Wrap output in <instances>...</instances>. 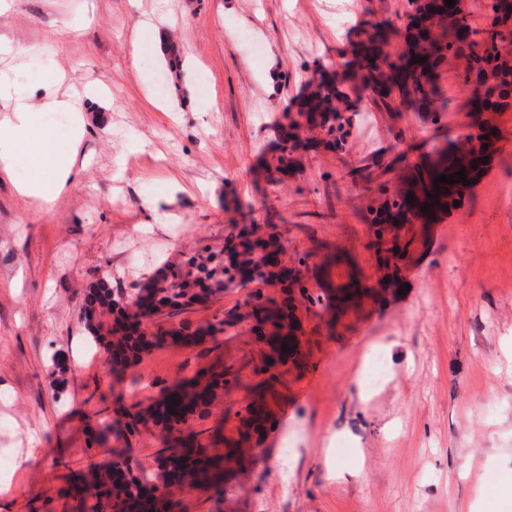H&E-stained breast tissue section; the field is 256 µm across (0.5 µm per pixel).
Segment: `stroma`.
Returning a JSON list of instances; mask_svg holds the SVG:
<instances>
[{
  "label": "stroma",
  "mask_w": 512,
  "mask_h": 512,
  "mask_svg": "<svg viewBox=\"0 0 512 512\" xmlns=\"http://www.w3.org/2000/svg\"><path fill=\"white\" fill-rule=\"evenodd\" d=\"M409 11L407 0H0V42L11 47L0 54L11 93L0 119L23 100L32 127L66 135L70 113L45 106L54 70L84 90L87 129L81 177L56 201L18 193L27 166L0 177V512H79L65 494L72 479L119 446L92 440L97 420L218 361L236 382L202 426L245 452L225 464L223 494L177 492L179 512H512V206L501 201L512 125L461 208L430 225L402 294L380 287L387 270L366 210L407 164L466 134L472 88L456 65L440 79L441 122L361 95L348 148L302 129L287 177L268 180L311 79L341 71L367 23L401 29ZM159 31L180 50L177 68L144 48ZM245 226L278 235L283 266L310 293L346 281L345 265L323 264L337 250L371 289L335 320L298 300L306 357L268 392L257 440L242 437L236 415L261 380L252 319L216 343L154 349L134 386L111 384L80 325L89 283L135 293L150 272L223 254ZM247 293L232 282L180 319L195 328L243 313ZM376 347L389 375L371 390L357 373ZM57 357L68 366L61 383Z\"/></svg>",
  "instance_id": "35a3bbf8"
}]
</instances>
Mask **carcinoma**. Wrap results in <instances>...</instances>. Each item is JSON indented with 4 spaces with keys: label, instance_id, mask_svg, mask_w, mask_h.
<instances>
[{
    "label": "carcinoma",
    "instance_id": "1",
    "mask_svg": "<svg viewBox=\"0 0 512 512\" xmlns=\"http://www.w3.org/2000/svg\"><path fill=\"white\" fill-rule=\"evenodd\" d=\"M408 3L413 11L405 31L404 53L394 57L384 50L391 30L388 23L371 24L360 32V72L351 78L350 91H345L338 79L321 75L312 81L311 92L299 105V114L306 122L326 129L330 135H338L335 144L342 148L349 135L345 129L349 119L341 118L340 113L352 109L351 96L358 97L365 91L394 112L393 93L397 92L408 107L437 122L448 109L439 73L449 61L460 62V78L473 87V112L479 118L467 125L468 133L463 139L443 146L434 156L414 165L405 187L392 194L381 211L372 213L371 223L381 225L379 237L385 233L384 224L435 223L442 207L452 206L460 196V184L436 186V177L461 169L465 170L467 180L478 177L484 157L496 140L492 132L500 131L499 125L485 115L512 110V0H487L481 28L473 26L457 4L449 8L444 0ZM416 57L425 58V62L412 63ZM297 129L296 123L293 132L279 139L277 172L288 168L290 153L297 145ZM410 193L414 197L411 203L407 199ZM424 205L430 209L421 211ZM244 234L243 230L237 234L241 238L240 250L236 251L237 262L229 266L222 260L214 261L211 254L199 255L190 259L186 269L162 274L134 296L113 292L106 280L84 289L81 325L90 343L106 355L113 382L137 384L138 377L131 369L140 357L161 347L169 338L196 335L185 322L167 330L153 331L148 327L138 334L129 331L130 323L144 318L150 324L157 315L177 316L211 300L224 291L225 282L239 275L248 276L243 285L252 289L245 305L255 314H264L263 322L269 326L267 335L281 336L286 331L295 335L298 322L291 299L285 297L278 304L265 293V288L276 285L275 276L266 268L259 251L266 242L252 245L243 240ZM241 320L242 315L229 314L209 324L204 332L214 339ZM227 383L224 371L214 366L207 378L178 380L164 388L158 401L145 408L127 409L120 418L103 422L98 432L123 441L124 448L114 454L107 467L90 469L80 478L81 485L75 490L85 494L84 512H178L175 493L168 490V485H159L161 477L171 472L179 474L182 485L190 488L204 482L221 488L222 463L241 453V449L229 448L222 456L211 454L210 448L202 443L204 431L196 429L194 420L209 415L217 391ZM171 395L184 405L183 412L174 419L168 416L167 399ZM151 419L160 427L163 445L157 459L158 471L153 476L136 473L128 451L130 437Z\"/></svg>",
    "mask_w": 512,
    "mask_h": 512
}]
</instances>
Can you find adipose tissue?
Here are the masks:
<instances>
[{"label": "adipose tissue", "instance_id": "adipose-tissue-1", "mask_svg": "<svg viewBox=\"0 0 512 512\" xmlns=\"http://www.w3.org/2000/svg\"><path fill=\"white\" fill-rule=\"evenodd\" d=\"M49 105L71 113L72 127L66 137L36 133L28 123L30 107L24 103L16 104L12 115L0 121V172L11 173L19 162H26L31 174L19 184V192L48 203L80 176L77 153L85 133L78 91L68 89L62 97L52 98Z\"/></svg>", "mask_w": 512, "mask_h": 512}]
</instances>
